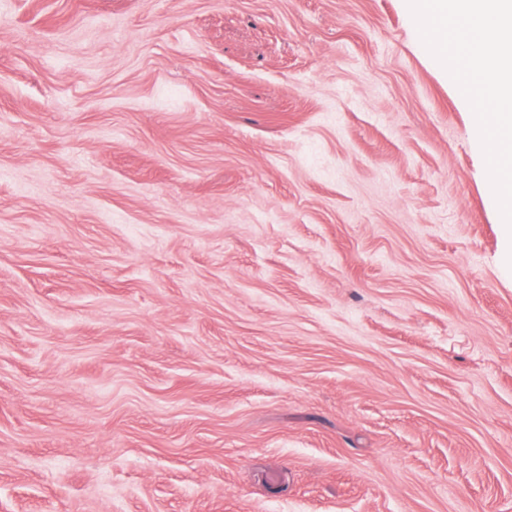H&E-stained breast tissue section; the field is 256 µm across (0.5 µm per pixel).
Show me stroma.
Returning a JSON list of instances; mask_svg holds the SVG:
<instances>
[{
    "mask_svg": "<svg viewBox=\"0 0 512 512\" xmlns=\"http://www.w3.org/2000/svg\"><path fill=\"white\" fill-rule=\"evenodd\" d=\"M407 0H0V512H512V272Z\"/></svg>",
    "mask_w": 512,
    "mask_h": 512,
    "instance_id": "35a3bbf8",
    "label": "stroma"
}]
</instances>
